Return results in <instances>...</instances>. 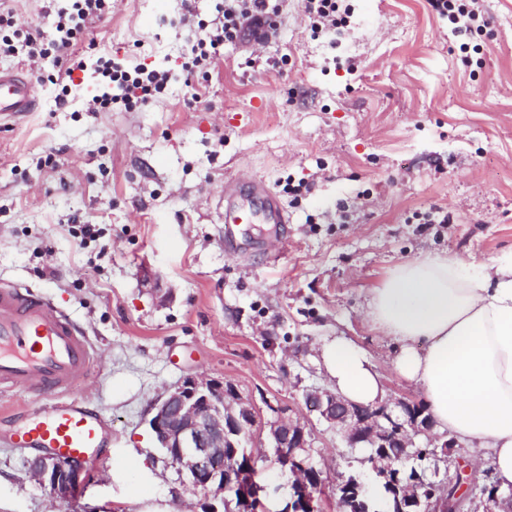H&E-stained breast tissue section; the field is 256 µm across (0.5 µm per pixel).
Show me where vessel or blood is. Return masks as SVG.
<instances>
[{
    "mask_svg": "<svg viewBox=\"0 0 512 512\" xmlns=\"http://www.w3.org/2000/svg\"><path fill=\"white\" fill-rule=\"evenodd\" d=\"M34 88L21 72L0 71V121L26 115ZM266 202L269 235L282 241L288 222L278 198L252 183ZM238 187L224 188V251L236 255L264 250V241L243 237V209ZM97 363L96 352L81 327L64 310L27 286L0 284V394L23 393L39 399L35 416L11 433L15 448H50L79 458L97 457L107 445L102 419L80 396Z\"/></svg>",
    "mask_w": 512,
    "mask_h": 512,
    "instance_id": "b4317fda",
    "label": "vessel or blood"
}]
</instances>
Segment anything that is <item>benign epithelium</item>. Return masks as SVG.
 Listing matches in <instances>:
<instances>
[{"mask_svg": "<svg viewBox=\"0 0 512 512\" xmlns=\"http://www.w3.org/2000/svg\"><path fill=\"white\" fill-rule=\"evenodd\" d=\"M305 403L324 421L344 432L349 444L381 449V454L374 458V469L387 486L392 482L391 456L386 449L407 450L410 433L428 427V423L420 422L422 414L417 412V404L402 399L391 405L364 406L315 389L305 394ZM256 417L254 407L239 397L233 385L186 376L157 403L150 427L159 448L179 466L189 483L204 492L214 486H239L237 512H258L264 506L263 498L269 495L268 488L247 485L242 482L243 474L237 475L234 468L216 464L217 459L224 458V449L244 447L243 438L255 426ZM269 438L275 447L287 451L286 465L298 478L291 485L294 495L285 512H301L303 508L306 512H319L316 486L306 479L311 470L309 433L300 422L281 417L270 425ZM29 471L58 500L65 501L88 476L89 462L48 452L35 458ZM399 492L407 505L424 504L427 512H462L461 498L449 490L437 493L435 483L424 474Z\"/></svg>", "mask_w": 512, "mask_h": 512, "instance_id": "obj_1", "label": "benign epithelium"}]
</instances>
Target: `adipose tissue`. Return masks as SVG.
Returning a JSON list of instances; mask_svg holds the SVG:
<instances>
[{"label":"adipose tissue","instance_id":"obj_1","mask_svg":"<svg viewBox=\"0 0 512 512\" xmlns=\"http://www.w3.org/2000/svg\"><path fill=\"white\" fill-rule=\"evenodd\" d=\"M369 314L399 342L395 367L422 388L432 421L490 448L498 490H512V253L474 271L445 254L401 263L372 290ZM320 357L340 396L361 405L384 398L356 346L327 340Z\"/></svg>","mask_w":512,"mask_h":512}]
</instances>
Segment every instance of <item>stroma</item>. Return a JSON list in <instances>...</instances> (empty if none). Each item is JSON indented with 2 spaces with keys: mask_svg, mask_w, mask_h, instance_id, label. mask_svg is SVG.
I'll return each mask as SVG.
<instances>
[{
  "mask_svg": "<svg viewBox=\"0 0 512 512\" xmlns=\"http://www.w3.org/2000/svg\"><path fill=\"white\" fill-rule=\"evenodd\" d=\"M224 0H112L98 51L169 70L167 89L127 110L90 112L93 75L58 107L31 74L32 112L0 124V282L34 287L102 352L81 392L112 425V448L62 502L28 470L34 448L0 441V512H139L131 491L222 512L157 447L154 406L185 376L231 383L255 406L249 443L274 508L291 480L268 441L277 409L304 424L336 512V481L377 491L371 451L310 412L329 389L323 340L369 355L387 401H421L391 360L367 300L399 262L446 252L465 266L512 252V0H483L490 23L454 31L428 0H339L345 22L312 37L301 0H283L270 46H224L203 84L184 83L185 9ZM265 182L288 212L277 259L224 251V184ZM91 225L81 239L74 230ZM430 480L482 470L463 512H484L491 451L429 428ZM160 480L148 484L146 471Z\"/></svg>",
  "mask_w": 512,
  "mask_h": 512,
  "instance_id": "obj_1",
  "label": "stroma"
}]
</instances>
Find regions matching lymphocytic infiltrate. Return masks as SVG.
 I'll return each mask as SVG.
<instances>
[{
    "instance_id": "obj_1",
    "label": "lymphocytic infiltrate",
    "mask_w": 512,
    "mask_h": 512,
    "mask_svg": "<svg viewBox=\"0 0 512 512\" xmlns=\"http://www.w3.org/2000/svg\"><path fill=\"white\" fill-rule=\"evenodd\" d=\"M112 11V0H72L70 10L57 12L51 32L21 22L6 0H0V54L22 58L27 67L40 71L52 60L49 80L61 89L58 106H66L75 84L76 72L94 69L103 88L93 96L90 109L107 112L114 105L132 108L161 93L168 82L166 72L141 65L130 67L125 60L90 52L86 39L93 24ZM280 12L278 0H224V10L210 22L196 24L192 14L181 18L183 25H199L187 50L183 69L187 78L208 75L211 65L224 52V44L235 40H271Z\"/></svg>"
}]
</instances>
